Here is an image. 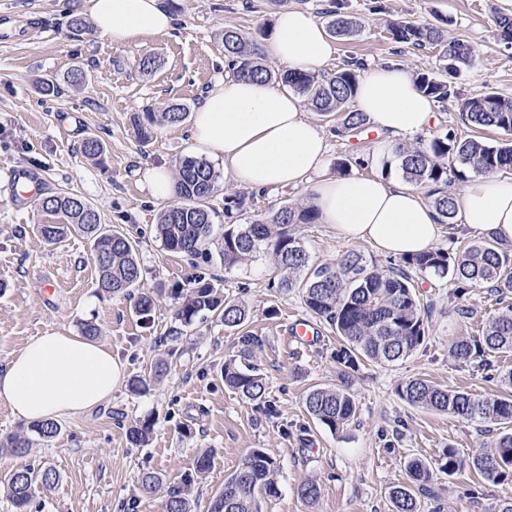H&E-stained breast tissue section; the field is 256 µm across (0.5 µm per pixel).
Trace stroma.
Returning a JSON list of instances; mask_svg holds the SVG:
<instances>
[{"mask_svg":"<svg viewBox=\"0 0 512 512\" xmlns=\"http://www.w3.org/2000/svg\"><path fill=\"white\" fill-rule=\"evenodd\" d=\"M175 19L165 33L148 35L131 44H116L93 26L81 33L70 27L73 16L84 15L83 0H0V364L27 341L50 331L81 333L82 325L98 327V341L112 349L121 377L111 399L100 407L60 418L61 434L37 442L24 457L0 455V512H13L3 488L9 473L25 465L48 463L60 480L38 492L32 512H162L163 490L146 491L143 473L168 482L180 481L203 449L214 453L212 468L202 475L193 512H207L216 491L251 450L265 449L277 461L279 494L260 500L261 512H390L389 492L408 480L409 460L424 461L434 472L437 504L423 512H492L496 502L512 496V484L485 482L469 461L476 450L496 437L487 428L447 413L409 405L398 386L422 378L448 390L498 394L497 375L449 357L457 341L480 334L499 309L494 290L472 288L454 296L448 279L426 276L422 288L429 304V334L423 344L398 363H364L341 378L334 354L338 338L318 322L320 343L296 349L286 328L307 317L298 292L272 288L274 265L260 254L225 269L217 253L191 258L168 251L155 226L164 209L136 176L144 164L174 166L192 149L189 123L155 127L141 143L132 124L134 113L163 111L172 103L196 108L209 88L227 75L222 34L234 28L254 45L273 30L278 14L300 9L319 16L330 0H165ZM344 10L361 24L358 35L336 40V53L326 72L358 58L370 65H397L410 73L436 71L432 50L393 42L388 28L399 21L446 24L452 37L471 41L475 62L458 81L461 96L492 90L512 97V46L496 37L497 16H512V0H344ZM46 25L39 40L22 33L31 18ZM154 52L152 72L139 70L137 59ZM82 67L86 83L72 85L66 74ZM55 77L57 94L44 95L39 80ZM306 116L324 134L327 174L338 160L364 158L359 174L384 175L396 146L412 147L452 130L466 134L456 102L438 103L429 128L418 137H383L367 125L357 137L336 133L334 119L317 112ZM105 146L103 163L86 159L80 145L88 136ZM37 173L46 192L65 190L90 202L103 223L123 228L139 242L143 286L153 293L151 324H143L131 304L120 296L98 294L97 270L90 243L72 234L49 245L35 232L38 224L59 223V216L28 203L16 211L8 181L16 168ZM244 196L249 217H267L287 204H303L305 189L279 187L263 191L221 185L210 201L216 212L213 239L224 233V198ZM313 261L339 259L349 252L370 264L390 265L369 243H354L328 225L302 224L296 229ZM218 277L226 295L248 309V328L261 336L251 362L265 375L267 401L275 413L240 397L224 385L225 359L235 356L238 336L209 318L186 335L173 337L175 300L170 291L184 288L192 276ZM171 336L169 347L159 337ZM167 369L146 394L131 390L134 377L158 363ZM348 385L357 411L343 430L330 432L307 414L304 399L312 386ZM151 418L148 445L132 446L126 436L129 421ZM464 461L454 475L440 469L445 448ZM315 481L320 495L303 501L298 487Z\"/></svg>","mask_w":512,"mask_h":512,"instance_id":"stroma-1","label":"stroma"}]
</instances>
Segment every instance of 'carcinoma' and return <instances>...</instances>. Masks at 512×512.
Returning a JSON list of instances; mask_svg holds the SVG:
<instances>
[{
  "label": "carcinoma",
  "mask_w": 512,
  "mask_h": 512,
  "mask_svg": "<svg viewBox=\"0 0 512 512\" xmlns=\"http://www.w3.org/2000/svg\"><path fill=\"white\" fill-rule=\"evenodd\" d=\"M342 0H334L329 32L344 36L358 31L360 24L341 12ZM389 38L399 44L431 48L438 60L437 74L416 75L422 94L438 103L457 101L461 121L471 129L495 128L506 138L490 144L478 136L448 131L411 148L397 147L395 154L403 179L427 190L438 223L453 228L456 206L448 184L463 181L467 174L494 175L512 171V97L493 91L460 97L457 79L471 66L475 48L461 39L451 38L439 26L400 21L388 29ZM224 57L232 74L246 73L281 81L302 95L314 108L328 117H337V132L348 136L361 133L366 116L354 107V93L361 62L350 60L331 74L293 71L273 75L248 47L243 34L236 29L224 30ZM188 116V108L172 104L162 112L134 114L138 137L147 142L156 125H178ZM82 155L90 160L100 158L104 145L96 136L84 139ZM178 200L159 218L155 231L164 247L172 252L195 256L208 250L212 241L215 211L210 200L219 188L220 175L204 159L183 156L175 163ZM40 208L61 215L64 224H38L36 232L55 244L75 232L92 242L91 258L99 277L98 291L123 295L134 300V310L142 320L151 318L154 301L141 291L142 271L137 259V242L124 230L101 222L94 206L82 197L60 191L43 196ZM244 199L237 195L224 197V230L219 256L224 268L231 269L256 254L273 257L277 282L273 287L283 293L298 290L308 311L323 319L340 339L336 364L353 370L364 360L396 363L413 353L429 335L428 320L419 285L411 272L448 278L455 283L458 295L471 288L486 287L501 295L503 306L478 336L461 340L449 350L455 360L472 362L483 371L495 370L494 360L512 354V303L505 296L512 293V259L502 251L501 243L492 238L469 245L454 254L432 249L387 268L369 265L356 253H349L335 263L311 260L295 226L317 220L316 209L295 204L284 205L264 218L239 223L245 214ZM192 291L176 306L175 320L189 328L213 315L238 334L239 354L224 362V385L241 397L264 403L267 382L259 369L248 362L261 337L244 330L248 311L243 303L227 297L204 275L193 277ZM163 375V367L154 373L131 381L137 393H147ZM398 395L408 404L445 412L478 426L492 424L499 434L493 445L481 448L471 458L472 467L493 485L512 483V393L479 396L464 390L436 387L424 379L407 380L398 386ZM308 415L331 431H336L356 413V400L349 388L318 386L305 398ZM153 431V420L133 421L127 426L131 444H146ZM61 432L55 421L35 423L25 434L15 433L0 439V450L22 457L34 442L51 441ZM214 454L197 455L192 471L180 482L167 487L163 512H192L195 476L208 471ZM276 459L263 448H255L244 458L224 483V489L210 500L208 512H260V497H274L279 488L273 475ZM408 481L393 487L389 493L392 512H420L421 499L437 500L433 473L418 459L408 461ZM59 481V473L50 467L25 465L12 471L7 479V493L15 512H27L40 489H48Z\"/></svg>",
  "instance_id": "cac0c4a2"
}]
</instances>
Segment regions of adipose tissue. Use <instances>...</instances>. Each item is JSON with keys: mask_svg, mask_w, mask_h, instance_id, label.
Instances as JSON below:
<instances>
[{"mask_svg": "<svg viewBox=\"0 0 512 512\" xmlns=\"http://www.w3.org/2000/svg\"><path fill=\"white\" fill-rule=\"evenodd\" d=\"M85 8L96 31L116 44L167 32L173 23L163 0H85ZM265 51L286 69L317 73L336 48L311 15L293 9L278 15ZM355 104L378 131L394 136L416 135L433 117L432 100L395 66L366 70ZM192 141L199 153L222 160L225 183L310 187L321 223L384 254L430 250L443 231L423 192L405 181L324 174L325 137L285 87L247 76L217 82L192 115ZM455 203L464 229L512 241L511 178L480 176ZM120 376L108 345L48 332L0 365V405L31 422L56 420L108 402Z\"/></svg>", "mask_w": 512, "mask_h": 512, "instance_id": "adipose-tissue-1", "label": "adipose tissue"}]
</instances>
